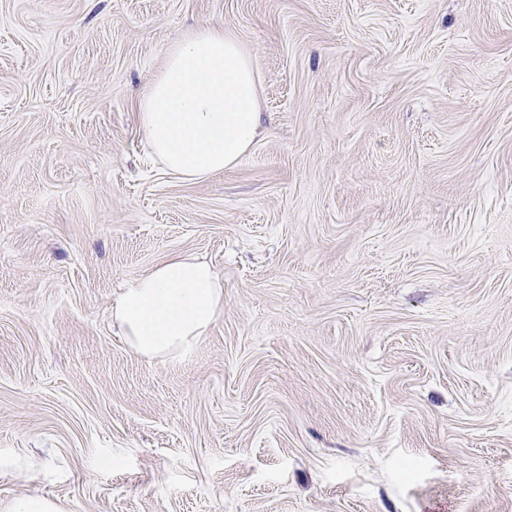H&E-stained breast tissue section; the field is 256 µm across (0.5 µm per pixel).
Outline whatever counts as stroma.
I'll use <instances>...</instances> for the list:
<instances>
[{
    "label": "stroma",
    "instance_id": "obj_1",
    "mask_svg": "<svg viewBox=\"0 0 512 512\" xmlns=\"http://www.w3.org/2000/svg\"><path fill=\"white\" fill-rule=\"evenodd\" d=\"M208 26L264 134L167 172L137 100ZM206 260L189 356L113 325ZM0 512H512V0H0ZM224 308V281L207 262L172 256L128 279L114 304L130 348L148 359H178L207 336ZM7 512H60V507L56 501L38 497L20 499L7 506Z\"/></svg>",
    "mask_w": 512,
    "mask_h": 512
}]
</instances>
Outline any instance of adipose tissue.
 <instances>
[{
	"label": "adipose tissue",
	"mask_w": 512,
	"mask_h": 512,
	"mask_svg": "<svg viewBox=\"0 0 512 512\" xmlns=\"http://www.w3.org/2000/svg\"><path fill=\"white\" fill-rule=\"evenodd\" d=\"M138 117L172 174L194 180L233 166L262 132L254 62L240 35L211 26L177 41L140 96ZM223 308L215 269L177 255L128 279L111 316L133 352L165 360L192 352Z\"/></svg>",
	"instance_id": "ef3b65f1"
}]
</instances>
